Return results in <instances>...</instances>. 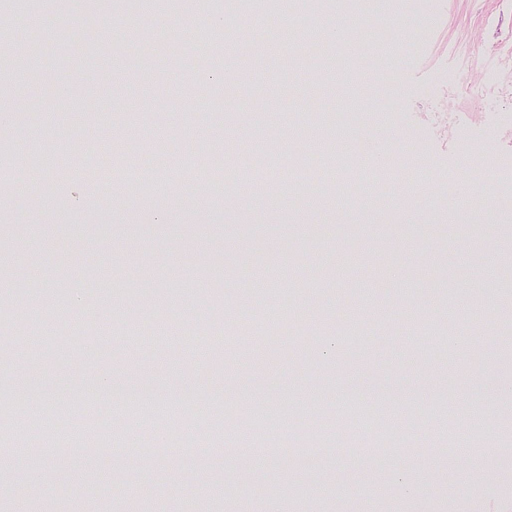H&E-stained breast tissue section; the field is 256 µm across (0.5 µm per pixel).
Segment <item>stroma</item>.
Returning a JSON list of instances; mask_svg holds the SVG:
<instances>
[{"label": "stroma", "mask_w": 512, "mask_h": 512, "mask_svg": "<svg viewBox=\"0 0 512 512\" xmlns=\"http://www.w3.org/2000/svg\"><path fill=\"white\" fill-rule=\"evenodd\" d=\"M17 37L0 0V139L47 170L125 159L147 168L250 164L238 187L127 188L77 178L0 188V378L58 392L87 377L157 384L198 421L84 458L53 451L0 472L9 512H512V0H36ZM282 19L278 40L241 33ZM287 58L257 64L255 53ZM468 114L469 129L454 119ZM266 188L274 162L335 166ZM118 140L134 151L114 150ZM388 170L386 196L369 172ZM48 256L34 285L11 272ZM243 277L246 289L230 287ZM125 290H118V283ZM240 326L226 334L224 310ZM175 321L158 337L149 323ZM39 336L18 358L14 346ZM407 420L395 425V410ZM285 420L360 450L314 464L220 455ZM393 437L371 452L369 423ZM477 459H452L457 432ZM479 468L476 493L462 472ZM45 491L30 494V477Z\"/></svg>", "instance_id": "1"}]
</instances>
